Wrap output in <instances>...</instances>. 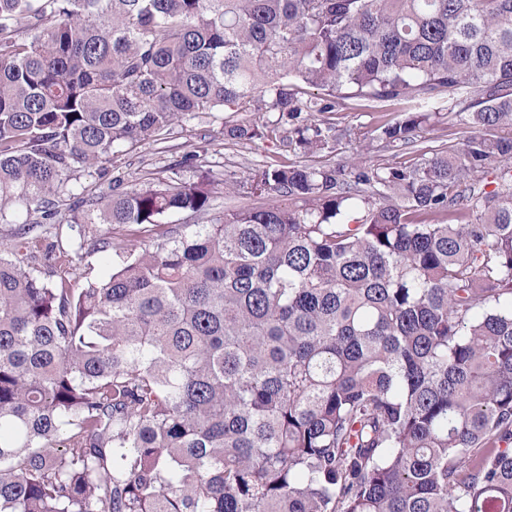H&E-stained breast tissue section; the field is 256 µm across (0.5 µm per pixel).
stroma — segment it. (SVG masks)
Listing matches in <instances>:
<instances>
[{
	"instance_id": "35a3bbf8",
	"label": "stroma",
	"mask_w": 512,
	"mask_h": 512,
	"mask_svg": "<svg viewBox=\"0 0 512 512\" xmlns=\"http://www.w3.org/2000/svg\"><path fill=\"white\" fill-rule=\"evenodd\" d=\"M416 109L417 102L413 99L377 106L358 99L342 101L330 119L336 127L353 129L357 137L325 154V161L345 165L374 159L370 137L375 127L389 119H402ZM224 118L221 112L186 117L174 125L164 147L143 144L99 167L97 172L78 173L70 185L77 193L84 190L99 193L109 191L116 177L128 184L141 181L148 172L162 179H188L194 176L195 168L185 163L184 158L196 154L201 156L216 182L211 199L213 213L247 206L249 198L235 190V183L246 181L251 172L267 163L293 158L294 152L286 142L274 137L252 143L228 140L224 136Z\"/></svg>"
}]
</instances>
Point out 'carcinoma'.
Listing matches in <instances>:
<instances>
[{
	"mask_svg": "<svg viewBox=\"0 0 512 512\" xmlns=\"http://www.w3.org/2000/svg\"><path fill=\"white\" fill-rule=\"evenodd\" d=\"M352 96L468 135L308 162ZM203 112L303 160L208 224L162 223L206 176L69 187ZM2 202L0 512H512V0H0ZM112 259V253L88 252L84 253L82 260L77 264L76 273L82 280H96L105 270L106 257Z\"/></svg>",
	"mask_w": 512,
	"mask_h": 512,
	"instance_id": "cac0c4a2",
	"label": "carcinoma"
}]
</instances>
